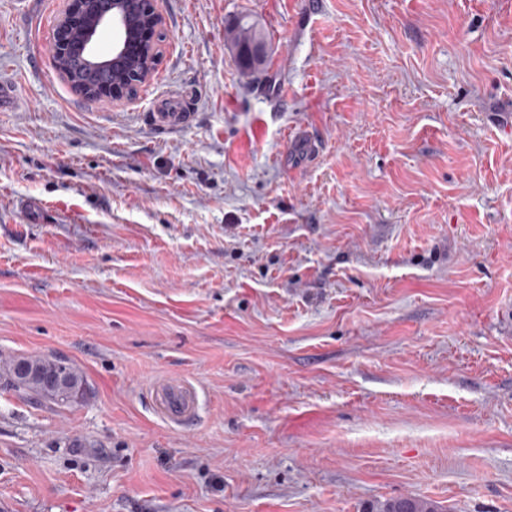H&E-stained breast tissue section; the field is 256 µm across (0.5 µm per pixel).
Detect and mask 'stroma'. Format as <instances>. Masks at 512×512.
Listing matches in <instances>:
<instances>
[{"label":"stroma","instance_id":"1","mask_svg":"<svg viewBox=\"0 0 512 512\" xmlns=\"http://www.w3.org/2000/svg\"><path fill=\"white\" fill-rule=\"evenodd\" d=\"M157 5L156 72L112 105L56 67L64 0H0V366L93 387L0 376V512H512V0ZM231 42L237 51L240 66L248 73H256L266 64L267 54L247 55L245 51L261 41L266 42L263 30L247 16L240 17L230 32ZM22 359H28L33 363L46 364L50 372L64 375L67 380V388L60 390L52 387L37 388L18 383L16 380V366ZM2 374L16 391L36 399L55 403L59 406H69L78 401H84L91 393L85 376L77 368L61 358L15 357L4 365ZM160 416L169 424L182 427L199 416L197 390L186 380H169L153 389ZM363 512H442L433 501L416 497H400L367 506Z\"/></svg>","mask_w":512,"mask_h":512}]
</instances>
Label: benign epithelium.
I'll list each match as a JSON object with an SVG mask.
<instances>
[{"instance_id": "7a95c632", "label": "benign epithelium", "mask_w": 512, "mask_h": 512, "mask_svg": "<svg viewBox=\"0 0 512 512\" xmlns=\"http://www.w3.org/2000/svg\"><path fill=\"white\" fill-rule=\"evenodd\" d=\"M106 27L115 29L118 37L112 50L101 55L95 44L99 32ZM163 27L157 0H65L50 52L59 72L77 94L115 103L126 97V88L117 83L95 85L84 81L70 68L71 59H81L94 76L117 67L144 83L150 80L160 59L158 33Z\"/></svg>"}]
</instances>
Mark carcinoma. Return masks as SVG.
Returning a JSON list of instances; mask_svg holds the SVG:
<instances>
[{
  "instance_id": "obj_1",
  "label": "carcinoma",
  "mask_w": 512,
  "mask_h": 512,
  "mask_svg": "<svg viewBox=\"0 0 512 512\" xmlns=\"http://www.w3.org/2000/svg\"><path fill=\"white\" fill-rule=\"evenodd\" d=\"M230 38L237 51L240 66L246 72L255 73L264 67L267 55L246 54V51L252 46L266 41V36L258 24L250 21L248 17L242 16L231 29ZM20 360H22L20 356L11 359L4 365L3 371L0 372L16 391L59 406H69L89 397L91 390L87 379L67 361L61 358H30L33 363L45 364L50 372L65 376L67 388L58 390L52 387L37 388L18 383L16 380V366ZM363 512H442V510L433 501L416 497H400L371 504Z\"/></svg>"
}]
</instances>
